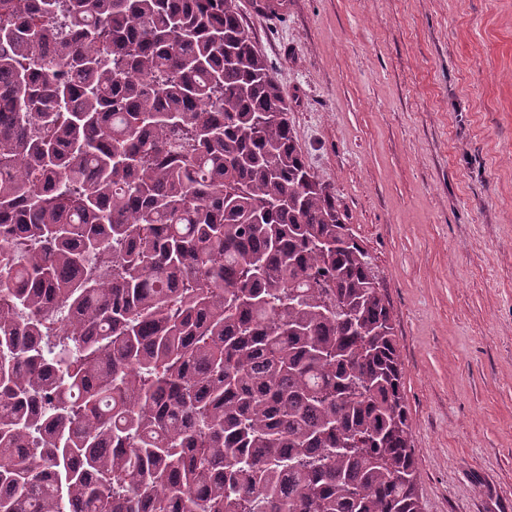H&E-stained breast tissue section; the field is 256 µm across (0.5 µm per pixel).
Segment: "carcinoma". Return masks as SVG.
Instances as JSON below:
<instances>
[{
    "label": "carcinoma",
    "mask_w": 512,
    "mask_h": 512,
    "mask_svg": "<svg viewBox=\"0 0 512 512\" xmlns=\"http://www.w3.org/2000/svg\"><path fill=\"white\" fill-rule=\"evenodd\" d=\"M288 112L228 0H0V512H421Z\"/></svg>",
    "instance_id": "carcinoma-1"
}]
</instances>
